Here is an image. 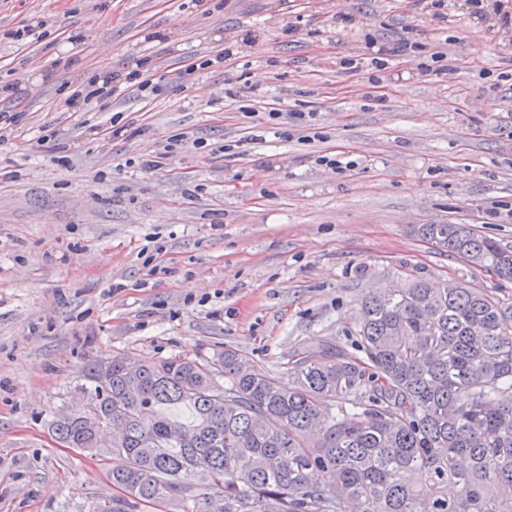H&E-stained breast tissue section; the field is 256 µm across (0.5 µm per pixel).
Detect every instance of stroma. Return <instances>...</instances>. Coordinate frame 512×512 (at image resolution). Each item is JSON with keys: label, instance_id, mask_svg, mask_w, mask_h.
<instances>
[{"label": "stroma", "instance_id": "obj_1", "mask_svg": "<svg viewBox=\"0 0 512 512\" xmlns=\"http://www.w3.org/2000/svg\"><path fill=\"white\" fill-rule=\"evenodd\" d=\"M493 4L446 0L440 23L413 0H0L1 32L43 26L0 41V111L21 115L0 130V512L115 495L106 458L49 428L82 408L90 360L231 348L278 374L415 276L512 305V279L416 234L468 224L512 247V31ZM403 36L420 51L361 66ZM93 77L119 91L107 111L67 109Z\"/></svg>", "mask_w": 512, "mask_h": 512}]
</instances>
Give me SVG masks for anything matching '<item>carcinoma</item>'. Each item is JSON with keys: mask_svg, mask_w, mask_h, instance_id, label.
<instances>
[{"mask_svg": "<svg viewBox=\"0 0 512 512\" xmlns=\"http://www.w3.org/2000/svg\"><path fill=\"white\" fill-rule=\"evenodd\" d=\"M417 234L512 279V247L468 224ZM350 334L351 351L295 354L286 387L230 348L93 360L84 409L51 431L98 455V432L123 427L107 450L120 494L92 512H207L215 499L223 512H512V306L417 278L365 294ZM180 404L191 422L162 412Z\"/></svg>", "mask_w": 512, "mask_h": 512, "instance_id": "1", "label": "carcinoma"}]
</instances>
